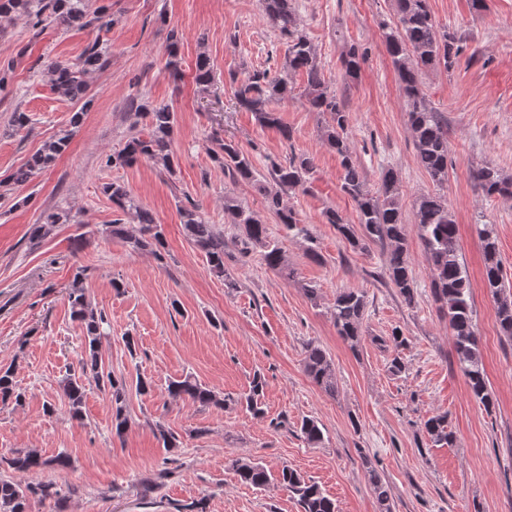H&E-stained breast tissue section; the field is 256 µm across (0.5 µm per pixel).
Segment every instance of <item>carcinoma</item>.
<instances>
[{"mask_svg":"<svg viewBox=\"0 0 512 512\" xmlns=\"http://www.w3.org/2000/svg\"><path fill=\"white\" fill-rule=\"evenodd\" d=\"M262 12L269 27L286 41L283 73L275 78L264 71H256L235 88V99L239 107L256 115L261 125L279 131L289 142L292 131L282 123L276 105L292 97L293 75L306 78L304 96L310 108L330 115L331 121L323 130L327 146L336 152L340 160L341 190L356 205L359 227L346 223L343 216L333 208L327 209L325 223L336 228L342 240L353 249L366 250L372 245L382 248L386 256V273L390 283L404 301L414 302L417 292L409 259L404 228L401 179L397 171L382 172L380 187L372 191L366 182L356 153L347 138L349 115L344 99L330 88L322 75L318 52L300 28L294 0H261ZM396 21L385 26L384 44L396 70L404 100L416 161L432 182L438 186L448 180V127L437 109L421 89L423 70L442 65H452L453 44L448 31L437 27L430 8V0H395ZM106 7L96 12L87 10L85 0H0V21L10 22L23 17L32 27L48 22L62 30L84 29L102 25ZM168 56L166 67L173 77L180 75L178 50L181 34L175 28L168 32ZM362 53L352 45L341 57L345 72L354 76L360 69ZM107 53L99 42L88 45L79 61L73 65L51 62L45 73L52 90L69 102H79L88 96L90 75L103 68ZM194 80L199 89L205 91L213 83V68L209 57L200 53L195 62ZM135 121L130 125V134L124 147L108 158L114 166L131 167L145 160L151 161L170 176L176 172L172 150L177 112L168 104L155 105L147 100L130 104ZM72 130L62 129L20 167L9 175L15 185H24L34 176L50 168L63 154L71 140ZM213 159L224 169L233 182H249L263 192L264 208L275 216L277 223L288 234L303 240L306 255L321 260L317 239L307 224L300 223L294 210L284 202V195L305 185L314 172V159L307 154L294 152L280 163L274 162L267 175L260 176L250 155L244 153L233 141H221ZM470 177L489 197L512 198V177L502 175L494 167L484 166L470 173ZM271 181L276 190L265 187ZM103 191L119 210L132 212L136 223L129 226L114 220L111 233L133 244L138 250H154L163 244L162 225L153 213L142 206L126 189L116 182L107 183ZM180 224L188 241L204 254L209 270L224 279V287H237L225 258L227 257L224 234L215 230L202 215L200 205L192 203L178 206ZM224 220L237 229L235 239L244 252L260 249L266 266L283 280L292 281L295 269L270 235L266 224L245 206L237 197L224 196ZM70 211L55 209L46 211L40 222L29 228L32 241L45 238L57 224H69ZM415 224L418 227L422 253L428 265L432 292L439 312L448 318L454 336V358L473 397L486 410L495 406L494 395L488 380L480 351V341L473 323L471 286L467 271L459 253L458 228L448 208L447 199L439 193L419 196L415 202ZM482 242L484 267L483 282L496 305L500 331L512 337V288L505 284L502 261L494 229L489 224L477 228ZM86 268L79 267L67 289V303L73 320L80 323L79 376L65 378L63 390L72 418L82 417V405L86 385L93 384L110 394L112 405V432L120 437L130 423L127 411V383L117 379L105 366L101 355L102 339L107 335L105 315L92 308L86 295L83 281ZM366 301L363 292L346 289L336 293L331 317L336 333L358 352L363 340V320ZM394 354L388 362V371L397 376L404 369L401 350L407 339L395 331L392 333ZM304 367L307 376L325 392L336 393V372L332 359L318 345L309 343L305 349ZM15 366H0V401H20L22 392L17 388ZM266 382L256 373L250 382L249 391L240 404L255 416L264 414L263 402ZM170 395L187 398L201 406H222L224 398L203 386L194 377L186 375L168 385ZM424 432L435 446H447L453 442L448 430V414L434 415L424 421ZM300 437L309 445L323 441V431L318 422L305 418L300 424ZM372 493L379 512H393V499L389 484L381 478L368 457H363ZM69 456L63 452L44 457L36 449L16 450L8 457H0V512H27L29 499L56 498L60 490L48 481L33 483L28 477L44 470L65 468ZM231 466L241 483L263 488L276 483L291 493L301 512H338L334 500L324 495L319 486L305 478L297 470L283 465L277 473L268 471L262 464L250 458H236Z\"/></svg>","mask_w":512,"mask_h":512,"instance_id":"cac0c4a2","label":"carcinoma"}]
</instances>
